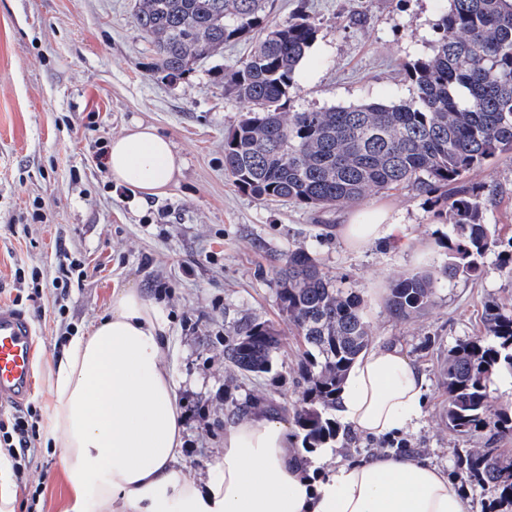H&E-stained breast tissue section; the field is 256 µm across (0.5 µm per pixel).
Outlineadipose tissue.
<instances>
[{"label":"adipose tissue","mask_w":512,"mask_h":512,"mask_svg":"<svg viewBox=\"0 0 512 512\" xmlns=\"http://www.w3.org/2000/svg\"><path fill=\"white\" fill-rule=\"evenodd\" d=\"M107 166L116 186L155 197L181 161L166 136L139 123L113 138ZM339 233L359 249L393 244L405 229L378 209ZM169 346L159 304L135 288L115 289L89 331L69 339L43 427L71 490L66 512H470L443 470L407 455L338 461L312 477L289 453L287 423L261 409L225 426L222 458L206 480H193L177 384L164 364ZM426 389L397 346L378 343L349 371L335 412L363 435L400 433L422 418Z\"/></svg>","instance_id":"obj_1"}]
</instances>
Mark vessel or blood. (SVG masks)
Returning <instances> with one entry per match:
<instances>
[{"instance_id":"obj_1","label":"vessel or blood","mask_w":512,"mask_h":512,"mask_svg":"<svg viewBox=\"0 0 512 512\" xmlns=\"http://www.w3.org/2000/svg\"><path fill=\"white\" fill-rule=\"evenodd\" d=\"M34 342L30 321L0 306V399L23 401L33 374Z\"/></svg>"}]
</instances>
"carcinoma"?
Here are the masks:
<instances>
[{"instance_id": "carcinoma-1", "label": "carcinoma", "mask_w": 512, "mask_h": 512, "mask_svg": "<svg viewBox=\"0 0 512 512\" xmlns=\"http://www.w3.org/2000/svg\"><path fill=\"white\" fill-rule=\"evenodd\" d=\"M268 0H134L132 22L152 44L151 71L170 82L224 50L260 35L245 59L219 74L224 93L248 104L224 137V171L239 189L266 201L288 200L333 210L372 194L414 186L444 204L450 226L438 273L398 274L389 311L411 319L435 297L439 280L474 277L485 255L500 249L512 266V239L485 223L482 194L466 185L471 171L512 154V0H448L432 54L405 65L412 91L400 104L370 102L293 110L296 69L317 39L303 15L268 20ZM281 310L306 345L309 369L294 420L302 447L336 441L331 415L350 366L372 342L360 298L333 282L317 261L291 251L276 271ZM485 335L448 354L444 387L448 429L459 435L492 430L512 438V408L489 392L492 375L512 373V307L485 306ZM280 338L274 326L245 318L224 345L243 375L272 370ZM457 477L494 488L512 505V458L494 448L460 459Z\"/></svg>"}]
</instances>
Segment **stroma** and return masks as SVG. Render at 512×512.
<instances>
[{
  "mask_svg": "<svg viewBox=\"0 0 512 512\" xmlns=\"http://www.w3.org/2000/svg\"><path fill=\"white\" fill-rule=\"evenodd\" d=\"M134 0H0V304L23 311L34 331L35 364L24 402L43 426L55 398L48 375L70 336L88 330L116 288H139L170 324L165 365L178 384L190 478L206 477L224 452V425L264 404L293 419L303 389L302 337L283 316L276 270L303 251L360 296L374 342L401 347L428 381L419 427L394 439L341 436V460L403 452L448 475L458 454L488 438H460L445 424L443 368L456 344L483 335L489 302L512 305V274L488 253L478 277L440 282L433 303L402 320L387 310L395 274L437 268L448 234L427 196L413 187L373 195L362 208L390 210L408 249L351 248L336 232L352 207L327 213L269 202L239 190L224 172V138L247 104L226 96L212 73L247 56L239 40L192 73L168 82L149 70ZM448 0H273L281 23L297 11L318 30L299 65L291 104L320 110L408 97L404 65L431 54ZM156 127L182 162L165 195L141 203L109 191L92 160L133 124ZM483 188L485 221L512 238V154L468 176ZM67 253L86 261L84 280ZM25 279H17L16 271ZM273 324L282 337L270 373L238 374L224 346L242 318ZM17 512H65L70 489L60 463L34 434L15 470Z\"/></svg>",
  "mask_w": 512,
  "mask_h": 512,
  "instance_id": "obj_1",
  "label": "stroma"
}]
</instances>
